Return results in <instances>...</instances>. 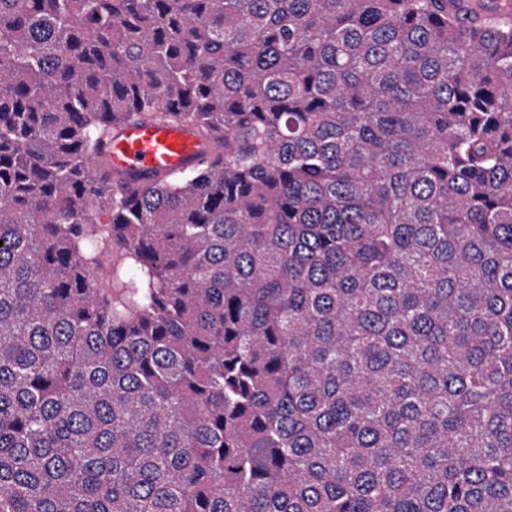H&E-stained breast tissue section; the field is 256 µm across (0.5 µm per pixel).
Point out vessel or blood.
<instances>
[{"mask_svg":"<svg viewBox=\"0 0 512 512\" xmlns=\"http://www.w3.org/2000/svg\"><path fill=\"white\" fill-rule=\"evenodd\" d=\"M104 152L106 172L157 175L189 166L205 149L192 125L131 121L106 143Z\"/></svg>","mask_w":512,"mask_h":512,"instance_id":"obj_1","label":"vessel or blood"}]
</instances>
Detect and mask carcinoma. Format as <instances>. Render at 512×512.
I'll list each match as a JSON object with an SVG mask.
<instances>
[{"label":"carcinoma","mask_w":512,"mask_h":512,"mask_svg":"<svg viewBox=\"0 0 512 512\" xmlns=\"http://www.w3.org/2000/svg\"><path fill=\"white\" fill-rule=\"evenodd\" d=\"M0 240V512H512L499 0H0ZM108 173L157 175L179 170L205 153L202 140L190 124L126 123L105 147Z\"/></svg>","instance_id":"obj_1"}]
</instances>
